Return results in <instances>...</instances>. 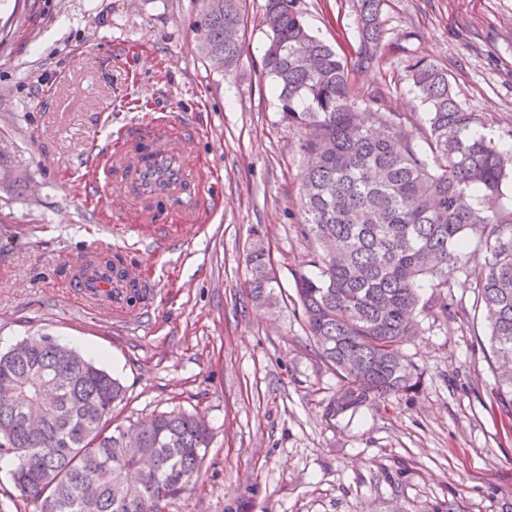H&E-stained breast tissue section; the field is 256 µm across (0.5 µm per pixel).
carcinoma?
Instances as JSON below:
<instances>
[{
  "instance_id": "obj_1",
  "label": "carcinoma",
  "mask_w": 512,
  "mask_h": 512,
  "mask_svg": "<svg viewBox=\"0 0 512 512\" xmlns=\"http://www.w3.org/2000/svg\"><path fill=\"white\" fill-rule=\"evenodd\" d=\"M357 59L313 36L298 0H266L263 69L278 88L280 124L310 160L301 175L300 228L321 249L296 295L308 337L339 387L329 421L392 394L415 396L423 371L402 346L416 312H448L456 274H480L495 386L491 404L512 419V155L486 135V114L463 107L448 71L424 57L403 61L427 112L390 111L375 93H355L350 72L374 62L387 38L381 0H356ZM196 26L212 69L232 70L244 50L242 0H201ZM410 124L426 140L419 152ZM476 239L470 240L469 234ZM253 301L272 305L270 249L246 254ZM433 290L425 296L423 283ZM119 379L57 342L0 352V462L34 512H163L195 480L208 455L204 417L183 410L132 422L123 446L112 408Z\"/></svg>"
}]
</instances>
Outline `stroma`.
<instances>
[{
  "label": "stroma",
  "mask_w": 512,
  "mask_h": 512,
  "mask_svg": "<svg viewBox=\"0 0 512 512\" xmlns=\"http://www.w3.org/2000/svg\"><path fill=\"white\" fill-rule=\"evenodd\" d=\"M356 0H300L311 33L348 58ZM265 0H245L236 70L199 50V0H28L0 7V351L36 334L91 356L120 379L115 423L182 409L212 429L197 479L165 512H512V421L491 408L488 328L465 279L450 311L419 316L404 347L424 372L418 395H393L328 421L339 380L309 340L295 280L314 250L299 234L305 159L279 122L262 67ZM402 49L447 69L462 104L512 154V0H384ZM400 51L351 72L400 113L426 107ZM167 112L199 129L218 169L211 223L156 250L145 218L112 203L84 208L91 144L136 114ZM268 244L276 308L251 299L245 262ZM94 247L121 256L152 294L119 319L61 288L60 270Z\"/></svg>",
  "instance_id": "1"
}]
</instances>
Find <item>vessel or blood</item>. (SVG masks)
I'll list each match as a JSON object with an SVG mask.
<instances>
[{"label": "vessel or blood", "instance_id": "1", "mask_svg": "<svg viewBox=\"0 0 512 512\" xmlns=\"http://www.w3.org/2000/svg\"><path fill=\"white\" fill-rule=\"evenodd\" d=\"M118 137L133 142L135 149H90L84 179L91 191L85 204L103 198L132 201L155 225L162 240L174 237L182 225L201 222L208 204L196 187L191 163L193 133L174 132L172 119L165 114L127 124ZM107 259V254L99 253L68 264L66 280L74 299L124 315L129 311L126 291L113 287L111 274L102 270Z\"/></svg>", "mask_w": 512, "mask_h": 512}]
</instances>
